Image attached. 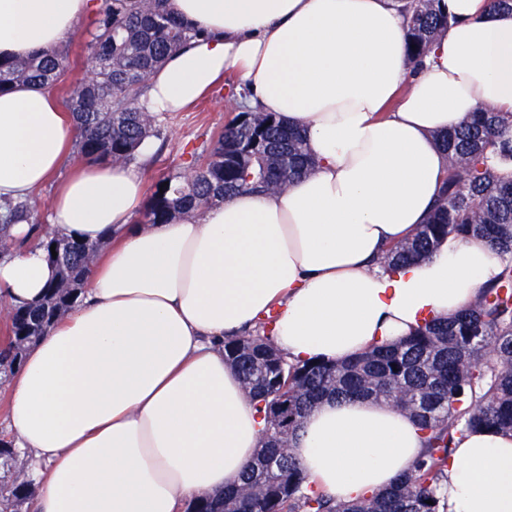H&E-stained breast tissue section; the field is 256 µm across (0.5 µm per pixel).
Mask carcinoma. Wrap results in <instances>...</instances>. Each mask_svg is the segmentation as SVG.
<instances>
[{"instance_id": "obj_1", "label": "carcinoma", "mask_w": 512, "mask_h": 512, "mask_svg": "<svg viewBox=\"0 0 512 512\" xmlns=\"http://www.w3.org/2000/svg\"><path fill=\"white\" fill-rule=\"evenodd\" d=\"M438 2L402 5L413 65L454 21ZM196 35L170 0H97L91 26L81 33L94 77L81 81L68 99L78 156L129 164L147 140L160 136V114L145 111L140 97L157 66ZM67 61L64 49L0 61V92L34 83L52 94ZM439 142L450 163L441 195L427 221L389 246L378 264L391 270L429 257L450 236L481 237L499 259L498 274L453 316L429 320L348 361L288 362L270 336L272 317L247 335L224 339V359L241 376L264 431L240 483L222 496H198L194 507L200 512L222 504L241 512H445L440 488L457 439L475 428L512 432V115L487 107ZM313 170L300 131L275 115L242 111L201 151L187 177L156 183L137 223H165L243 190L282 191ZM3 210L0 242L8 244L16 220L27 221L57 273L42 301L10 309L9 336L0 344L6 374L75 304L101 243L49 233L25 201L8 202ZM57 243L67 248L54 257L50 247ZM327 398H373L409 414L423 434V454L388 490L354 503L333 501L314 488L289 450L303 419ZM32 498L30 485L12 482L0 505L8 510Z\"/></svg>"}]
</instances>
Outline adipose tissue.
Listing matches in <instances>:
<instances>
[{
    "mask_svg": "<svg viewBox=\"0 0 512 512\" xmlns=\"http://www.w3.org/2000/svg\"><path fill=\"white\" fill-rule=\"evenodd\" d=\"M201 37L155 70L145 104L178 112L234 70L238 101L302 130L317 166L281 193L242 191L139 224L143 182L88 162L49 206L50 231L108 241L77 304L30 346L6 421L40 471L37 512H182L234 487L263 421L224 340L276 319L289 362L347 360L454 315L499 271L486 240L445 239L395 271L449 166L437 134L490 105L512 112V13L441 0L456 18L407 61L398 0H172ZM93 0H0V60L65 43ZM75 131L51 94L0 93V202L59 174ZM0 255V304L40 301L55 278L29 224ZM424 439L383 401L326 399L291 443L315 488L352 501L408 472ZM447 512H512V435L467 432L448 459Z\"/></svg>",
    "mask_w": 512,
    "mask_h": 512,
    "instance_id": "adipose-tissue-1",
    "label": "adipose tissue"
}]
</instances>
